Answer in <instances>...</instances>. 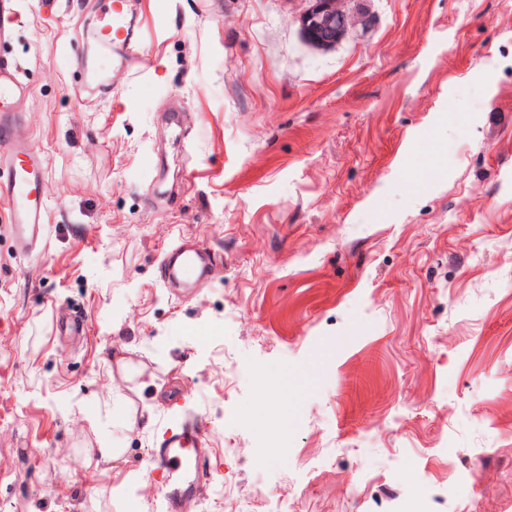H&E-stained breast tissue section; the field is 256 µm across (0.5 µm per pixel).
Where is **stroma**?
Instances as JSON below:
<instances>
[{"label": "stroma", "instance_id": "1", "mask_svg": "<svg viewBox=\"0 0 512 512\" xmlns=\"http://www.w3.org/2000/svg\"><path fill=\"white\" fill-rule=\"evenodd\" d=\"M44 237L0 207V512H512V0H15ZM191 239L205 284L159 274ZM117 453L98 454L101 444ZM104 25L101 29L102 46L105 52L111 53L112 48L120 42L125 44L131 39L130 29L122 25L123 5L119 0H106ZM337 0H317L302 20L307 33L318 42L335 41L343 33L345 18L336 10ZM204 435L199 426L187 420L166 437L165 447L154 448L151 454V473L168 474L167 498L172 512L185 498L194 497L201 490L204 479Z\"/></svg>", "mask_w": 512, "mask_h": 512}]
</instances>
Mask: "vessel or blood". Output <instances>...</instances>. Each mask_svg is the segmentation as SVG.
<instances>
[{
    "instance_id": "obj_1",
    "label": "vessel or blood",
    "mask_w": 512,
    "mask_h": 512,
    "mask_svg": "<svg viewBox=\"0 0 512 512\" xmlns=\"http://www.w3.org/2000/svg\"><path fill=\"white\" fill-rule=\"evenodd\" d=\"M121 0H107L101 29L104 50L130 40L129 28L122 24ZM23 91L17 67L0 63V112H9L14 99ZM0 158L7 167L0 179V205L6 206L14 219L22 254H29L34 240L45 226L46 203L41 181V160L36 149L13 133L0 136ZM162 264L168 281H188L207 275L208 265L186 246L166 252ZM204 435L194 421H186L167 436L164 447L153 449L152 471L168 475L167 497L171 504L199 494L204 478Z\"/></svg>"
}]
</instances>
